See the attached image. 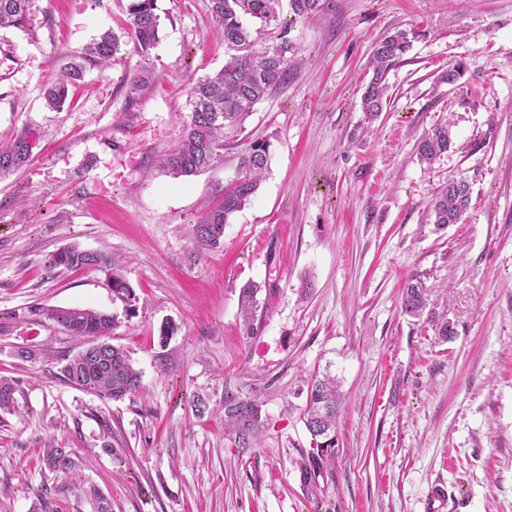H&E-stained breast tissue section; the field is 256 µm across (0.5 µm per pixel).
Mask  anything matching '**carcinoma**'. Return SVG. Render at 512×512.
Listing matches in <instances>:
<instances>
[{
  "label": "carcinoma",
  "mask_w": 512,
  "mask_h": 512,
  "mask_svg": "<svg viewBox=\"0 0 512 512\" xmlns=\"http://www.w3.org/2000/svg\"><path fill=\"white\" fill-rule=\"evenodd\" d=\"M279 0H209L211 15L224 41L228 59L224 67L212 76L198 81L189 92L191 116L179 146L163 158V166L175 177L190 176L214 166L224 156V148L234 136L243 118L271 89L284 82L293 62L292 47L284 40L274 48L257 49L247 22L269 25L277 20ZM293 13L301 18H316L330 10L331 0H290ZM29 0H0V28H20L28 23ZM130 31L137 52L147 60L131 78L129 93L137 95L156 79L148 60L159 43L160 15L156 0H132L129 7ZM416 33L398 29L379 38L373 47L368 72L362 82L361 108L364 122L371 124L388 106V76L394 66L411 48ZM120 50L119 38L103 34L89 45L80 61L70 65L66 79L54 85L47 94L50 110H61L68 94V83L79 80L88 67H103ZM453 146L450 122L435 125L424 133L417 144L421 163L431 165ZM32 146L25 133L16 135L13 142L0 146V177L24 168L31 156ZM269 144H251L239 157L238 175L224 187V196L193 226V239L200 250L215 249L224 237V224L244 208L257 191L268 169ZM472 190L465 180L451 179L441 187L429 203L428 211L435 229L463 221L471 203ZM54 267L66 269L112 268V260L93 251L68 246L51 260ZM112 292L133 311L132 289L118 276H112ZM259 289L248 285L241 292V307L245 316L258 307ZM432 288L420 275L411 276L403 291L402 312L420 318L429 305ZM49 319L66 329L81 344V349L65 358L61 372L72 385L103 398L119 400L135 393L140 387L139 373L119 348L107 344L106 354L90 350L91 336H107L115 320L109 314L90 309L53 308L46 312ZM15 386L0 379V411L14 408ZM341 403L336 378L325 375L314 379L307 395L305 425L315 446L308 453V464L301 470L307 490H317V479L325 457L335 454L336 420ZM224 414L236 431L238 440L245 443L261 427V410L254 401L224 399ZM47 466L56 473H69L75 462L65 448L47 452Z\"/></svg>",
  "instance_id": "cac0c4a2"
}]
</instances>
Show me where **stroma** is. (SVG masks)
I'll return each mask as SVG.
<instances>
[{"label": "stroma", "instance_id": "obj_1", "mask_svg": "<svg viewBox=\"0 0 512 512\" xmlns=\"http://www.w3.org/2000/svg\"><path fill=\"white\" fill-rule=\"evenodd\" d=\"M314 20L288 0L257 47L289 41L300 63L256 103L213 168L175 177L160 165L189 121L190 88L224 65L209 0H156L160 41L142 58L130 0H31L30 23L0 29V141L28 132L31 160L0 177V512H428L443 484L454 512H512V0H332ZM418 33L389 74L372 125L361 80L373 43ZM111 66L86 69L59 112L46 92L106 32ZM158 78L129 97L144 61ZM461 78L439 83L448 66ZM451 121L454 147L433 165L419 137ZM269 170L213 251L192 229L236 176L251 142ZM451 179L472 188L464 223L434 231L428 205ZM75 244L111 272L50 269ZM118 273L134 316L112 294ZM414 274L437 292L455 336L401 310ZM260 286L246 335L241 288ZM114 316L110 343L141 375L103 399L69 384L77 350L45 315ZM172 323V336L160 328ZM20 347L35 360L17 358ZM328 371L343 403L338 447L319 488L302 484L310 450L307 382ZM254 400L262 428L240 445L224 397ZM75 467L50 471L47 448Z\"/></svg>", "mask_w": 512, "mask_h": 512}]
</instances>
